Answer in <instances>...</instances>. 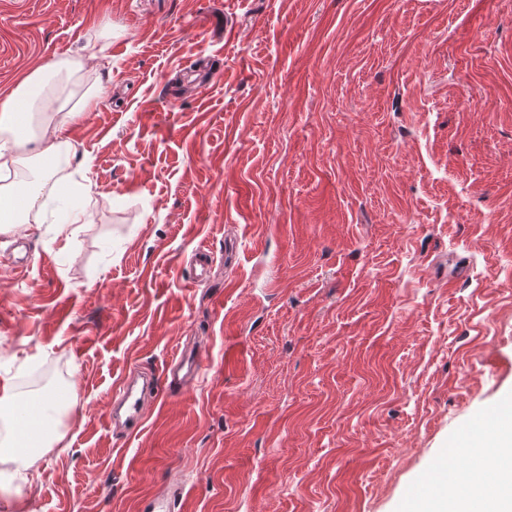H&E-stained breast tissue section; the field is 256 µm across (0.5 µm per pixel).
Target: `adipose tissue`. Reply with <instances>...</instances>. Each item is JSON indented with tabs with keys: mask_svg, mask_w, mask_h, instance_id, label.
<instances>
[{
	"mask_svg": "<svg viewBox=\"0 0 512 512\" xmlns=\"http://www.w3.org/2000/svg\"><path fill=\"white\" fill-rule=\"evenodd\" d=\"M81 69L68 60L54 65V78L42 70L26 74L11 93L0 101V234L16 231L28 223L32 214L47 210L65 196L66 186L58 180L62 164L74 149L70 132L82 110L95 104L94 89H86L81 107H53L54 80H71ZM41 415L31 419L16 413L12 419L14 434L35 435L39 447L49 444L58 423L57 401L41 396ZM471 482H482L480 496L460 501L459 512H512V470L504 469L491 481H482L471 472Z\"/></svg>",
	"mask_w": 512,
	"mask_h": 512,
	"instance_id": "adipose-tissue-1",
	"label": "adipose tissue"
}]
</instances>
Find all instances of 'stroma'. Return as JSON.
I'll return each mask as SVG.
<instances>
[{
	"mask_svg": "<svg viewBox=\"0 0 512 512\" xmlns=\"http://www.w3.org/2000/svg\"><path fill=\"white\" fill-rule=\"evenodd\" d=\"M64 58L93 197L0 234V380L78 406L0 512H401L468 467L512 397V0H0V95ZM203 357L198 350L194 348L181 351L179 356L173 357L169 365L165 382L171 380L169 386L179 388L195 379L202 369ZM160 378H143L139 383L130 374L122 378L117 393L120 396V403L114 402L111 415V422L116 425L119 413L124 409V431L127 435L136 433L143 425L151 407L152 393L158 390Z\"/></svg>",
	"mask_w": 512,
	"mask_h": 512,
	"instance_id": "stroma-1",
	"label": "stroma"
}]
</instances>
